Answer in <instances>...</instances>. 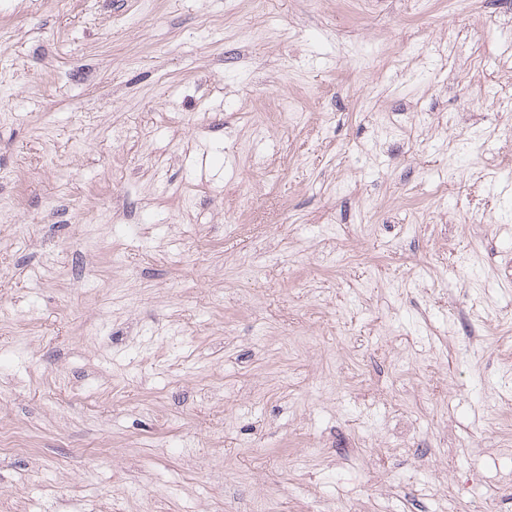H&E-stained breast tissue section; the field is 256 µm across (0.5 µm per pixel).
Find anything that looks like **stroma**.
I'll use <instances>...</instances> for the list:
<instances>
[{
  "instance_id": "stroma-1",
  "label": "stroma",
  "mask_w": 512,
  "mask_h": 512,
  "mask_svg": "<svg viewBox=\"0 0 512 512\" xmlns=\"http://www.w3.org/2000/svg\"><path fill=\"white\" fill-rule=\"evenodd\" d=\"M16 196L0 512H512V0H0Z\"/></svg>"
}]
</instances>
